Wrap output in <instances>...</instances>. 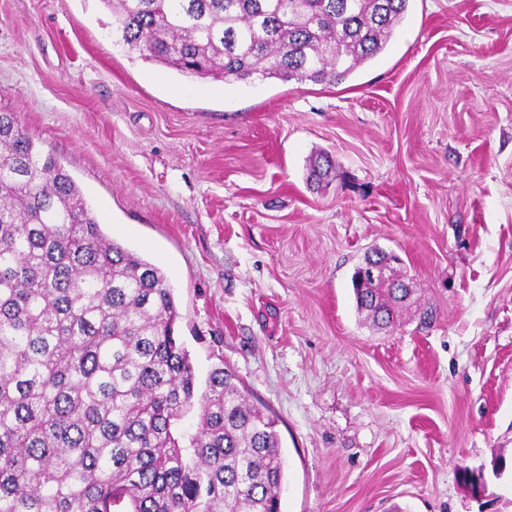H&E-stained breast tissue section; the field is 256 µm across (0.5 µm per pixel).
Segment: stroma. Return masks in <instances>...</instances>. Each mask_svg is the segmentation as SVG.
Wrapping results in <instances>:
<instances>
[{"label": "stroma", "mask_w": 512, "mask_h": 512, "mask_svg": "<svg viewBox=\"0 0 512 512\" xmlns=\"http://www.w3.org/2000/svg\"><path fill=\"white\" fill-rule=\"evenodd\" d=\"M109 20L0 0V111L165 272L199 378L276 418L281 512H512V0H410L339 84L186 77ZM372 247L415 291L387 330L351 286Z\"/></svg>", "instance_id": "stroma-1"}]
</instances>
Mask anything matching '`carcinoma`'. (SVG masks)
<instances>
[{
	"label": "carcinoma",
	"instance_id": "1",
	"mask_svg": "<svg viewBox=\"0 0 512 512\" xmlns=\"http://www.w3.org/2000/svg\"><path fill=\"white\" fill-rule=\"evenodd\" d=\"M100 2L115 44L185 75L338 84L410 0ZM331 171L320 154L308 180ZM352 286L382 329L411 305L393 265ZM178 318L164 272L0 112V512H280L276 420L228 365L199 384Z\"/></svg>",
	"mask_w": 512,
	"mask_h": 512
}]
</instances>
